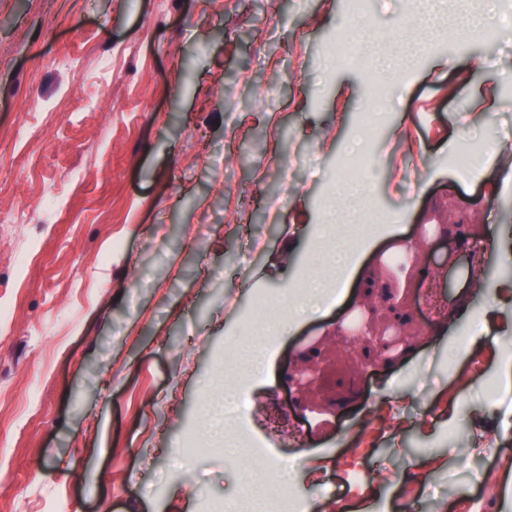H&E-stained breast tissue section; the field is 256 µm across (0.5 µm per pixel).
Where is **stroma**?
I'll list each match as a JSON object with an SVG mask.
<instances>
[{"label":"stroma","instance_id":"35a3bbf8","mask_svg":"<svg viewBox=\"0 0 512 512\" xmlns=\"http://www.w3.org/2000/svg\"><path fill=\"white\" fill-rule=\"evenodd\" d=\"M404 80L364 157L378 176L364 206L404 229L418 267L392 246L366 259L376 286L423 275L441 320L396 325L351 287L337 308L281 328L240 428L267 456L228 450L220 410L231 348L251 347L258 295L283 296L308 268L359 139L370 68L324 73L349 0H0V512H261L271 464L292 461L309 512H512V393L498 350L512 339V263L472 242L512 246V33L448 38L483 0H368ZM427 43L400 54L399 32ZM493 82L491 111L469 107ZM497 188L467 179L471 137ZM441 164L443 173L429 170ZM472 228V241L442 227ZM387 328L417 357L392 370L335 335ZM335 358L315 392L300 352ZM286 424H271L275 412ZM195 436L206 450L184 458Z\"/></svg>","mask_w":512,"mask_h":512}]
</instances>
